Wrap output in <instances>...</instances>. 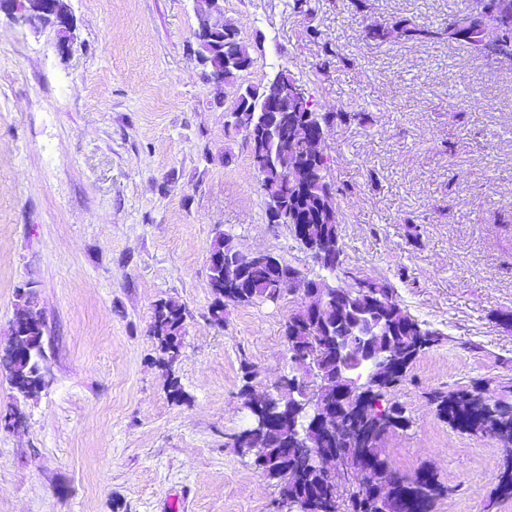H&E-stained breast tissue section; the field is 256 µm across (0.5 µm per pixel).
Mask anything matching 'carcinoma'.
<instances>
[{
  "label": "carcinoma",
  "mask_w": 512,
  "mask_h": 512,
  "mask_svg": "<svg viewBox=\"0 0 512 512\" xmlns=\"http://www.w3.org/2000/svg\"><path fill=\"white\" fill-rule=\"evenodd\" d=\"M488 22L487 15L475 10L472 0H465V7L448 22L443 29L429 30L413 24L407 19H398L384 26H375L367 30V35L375 40H433L446 37L453 42H463L477 53L487 56L483 45L484 28ZM308 41L321 45L325 56H338L330 41L323 39L322 32L315 28L306 29ZM257 48L246 43L240 36L237 26L226 22L214 40L197 43L194 55L198 63L206 68L215 66L224 72V85L236 88V97L226 108L232 117L231 126L240 132L250 130L252 139L249 147L252 159L263 157L262 166L258 167L260 187L266 206L274 203L283 210L297 211L304 215L308 241L321 237L337 236V209L335 199L329 194L332 182L329 179V158L317 163L307 182L305 193L296 191L289 180L291 168L296 165V158L288 150L290 132L268 131L267 113L260 111L267 98L281 96V108L288 114L298 113L306 121L319 123L326 129L335 124L347 123L361 119L358 112H319L316 110L313 95L302 91L300 96H291L284 92V83L288 77L274 76L262 85L243 86L240 65L256 62ZM210 288L214 300L210 306L209 318L217 326H224V307L227 305L247 306L257 301L279 299L284 293L283 280L288 272L301 275V271L282 261L277 267L256 265L246 272L249 288L243 295H236L232 284L239 278L237 269L223 263L210 264ZM376 283L378 296L391 301L388 307H378L372 303L370 293L363 288L365 282ZM352 297L360 300V308L347 314L336 316V309L330 308L325 313L332 335L344 336L355 332L364 336L374 331L377 336L390 335L392 324H397L396 335H410V327L417 326L423 332V338H412L403 342L404 348L411 349L416 343L426 349L442 341L443 334L432 330L419 319L404 311L395 298V289L385 279L361 275L350 284ZM16 317L27 322L26 339L30 347L28 360L22 356L14 357L9 353L3 355L6 364L5 374L8 383L18 396L28 398L43 386L39 369V355L42 352L44 321L41 313L31 305V292H17ZM186 307L179 301L168 298L160 299L154 305L150 323V334L154 340L158 357L155 363L163 368L169 377V394L180 398L182 391L178 380L172 377V368L181 354V336L186 320ZM284 340H293L287 346L289 359L298 369L314 364V370L320 381L330 383L336 377V364L330 361L333 344L329 334L322 328H314L307 311L300 307L292 312L283 326ZM403 372H393L390 378L375 388L374 399L378 408L372 410L370 428L376 446L365 449L371 456L379 454L378 446L386 436L396 430L409 426L405 408L398 402L388 399L392 388L402 379ZM440 414L462 422L470 431L483 435H497L504 430L512 431V404L504 400H492L476 389H458L446 395L436 397ZM254 465L261 469L268 479L278 473H291V482L286 484V491L293 496L311 495L317 492L320 475L306 470L298 459L287 456L282 451V444L273 442L265 451L254 457ZM441 493V484L427 473L420 472L413 478H403L392 469L385 470L383 487L380 488L379 500H374L373 491L365 485L351 493L350 512H402V497L407 496L428 507Z\"/></svg>",
  "instance_id": "carcinoma-1"
}]
</instances>
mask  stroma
<instances>
[{"label": "stroma", "mask_w": 512, "mask_h": 512, "mask_svg": "<svg viewBox=\"0 0 512 512\" xmlns=\"http://www.w3.org/2000/svg\"><path fill=\"white\" fill-rule=\"evenodd\" d=\"M74 39L0 16V348L16 290L45 322L36 396L0 374V512H274L273 489L233 446L242 389L291 374L282 337L305 300L209 319L210 244L229 233L309 278L343 284L271 226L243 134L226 133L214 83L194 59L195 0H66ZM224 0L257 61L281 69L321 112L363 113L323 145L338 195L345 268L388 278L396 300L444 339L390 397L411 425L382 450L400 475L448 488L429 512H512L505 449L442 418L430 392L480 383L512 402V70L444 39L389 42L365 30L404 16L445 27L462 0ZM316 26L338 50L306 38ZM162 298L188 314L174 400L153 359ZM255 375L244 381L241 362ZM20 423L5 422L10 413Z\"/></svg>", "instance_id": "stroma-1"}]
</instances>
